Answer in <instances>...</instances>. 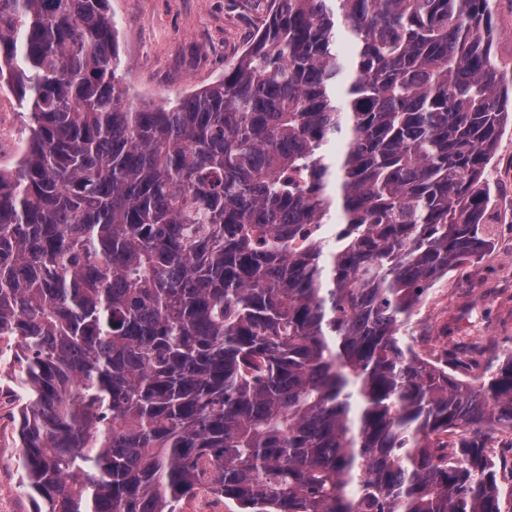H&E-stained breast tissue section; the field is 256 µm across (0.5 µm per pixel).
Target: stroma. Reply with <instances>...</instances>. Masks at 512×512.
Segmentation results:
<instances>
[{
	"label": "stroma",
	"mask_w": 512,
	"mask_h": 512,
	"mask_svg": "<svg viewBox=\"0 0 512 512\" xmlns=\"http://www.w3.org/2000/svg\"><path fill=\"white\" fill-rule=\"evenodd\" d=\"M118 30L128 98L160 107L167 99L220 79L267 18V0H107ZM492 201L487 222L494 248L450 271L407 327L417 349L446 342L466 360L465 380L476 383L489 367L512 356V125L489 167ZM16 406L0 430V512H35L17 490Z\"/></svg>",
	"instance_id": "obj_1"
}]
</instances>
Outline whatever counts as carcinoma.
Masks as SVG:
<instances>
[{
  "label": "carcinoma",
  "instance_id": "carcinoma-1",
  "mask_svg": "<svg viewBox=\"0 0 512 512\" xmlns=\"http://www.w3.org/2000/svg\"><path fill=\"white\" fill-rule=\"evenodd\" d=\"M105 0H0V341L37 512H501L476 386L404 328L492 247L491 0H269L224 77L135 108ZM472 435L440 453L450 432ZM0 97V112L1 103L3 105V109L6 112H11V128L13 134L17 137L18 142L17 150L15 152L10 155H4L3 157L1 156L0 158V168L7 169L14 165L24 144L26 133L22 112L27 111L21 107L16 94L9 90L7 87H4L0 90ZM236 512L235 505L225 500L221 502L207 494L199 493L190 502L186 512Z\"/></svg>",
  "mask_w": 512,
  "mask_h": 512
}]
</instances>
